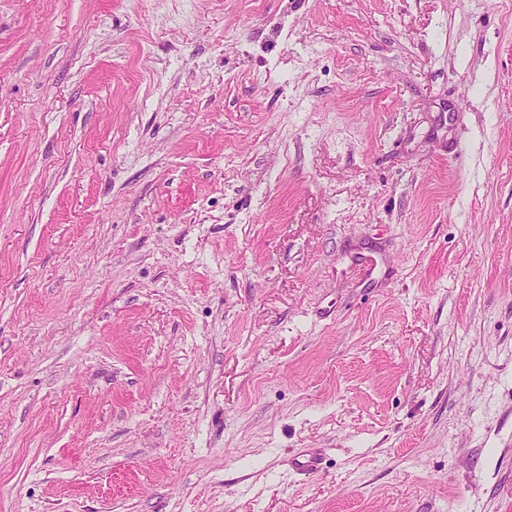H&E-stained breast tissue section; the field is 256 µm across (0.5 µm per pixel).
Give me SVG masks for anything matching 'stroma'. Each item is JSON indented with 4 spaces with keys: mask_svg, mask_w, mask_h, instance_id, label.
Wrapping results in <instances>:
<instances>
[{
    "mask_svg": "<svg viewBox=\"0 0 512 512\" xmlns=\"http://www.w3.org/2000/svg\"><path fill=\"white\" fill-rule=\"evenodd\" d=\"M0 512H512V0H0Z\"/></svg>",
    "mask_w": 512,
    "mask_h": 512,
    "instance_id": "obj_1",
    "label": "stroma"
}]
</instances>
